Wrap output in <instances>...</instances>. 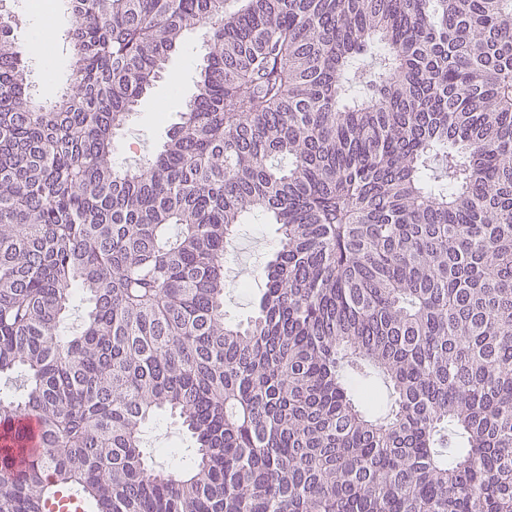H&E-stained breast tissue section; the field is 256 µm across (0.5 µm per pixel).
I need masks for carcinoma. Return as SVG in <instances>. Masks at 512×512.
Wrapping results in <instances>:
<instances>
[{"instance_id":"cac0c4a2","label":"carcinoma","mask_w":512,"mask_h":512,"mask_svg":"<svg viewBox=\"0 0 512 512\" xmlns=\"http://www.w3.org/2000/svg\"><path fill=\"white\" fill-rule=\"evenodd\" d=\"M71 9L54 101L0 29V375L27 388L0 425L40 433L18 468L4 449L0 512L54 486L96 512H512V0ZM199 28L181 122L118 168L116 131ZM248 215L280 249L230 324ZM159 411L190 466L146 461Z\"/></svg>"}]
</instances>
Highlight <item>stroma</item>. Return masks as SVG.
<instances>
[{"label":"stroma","instance_id":"obj_1","mask_svg":"<svg viewBox=\"0 0 512 512\" xmlns=\"http://www.w3.org/2000/svg\"><path fill=\"white\" fill-rule=\"evenodd\" d=\"M0 15L9 17V31L18 43H26L52 25L53 32L40 59L29 60V82L33 93L49 95L70 85L73 50L67 37L71 27L69 0H5ZM202 33L185 35L161 79L152 86L135 112L115 137L114 162L128 167L157 153L180 120L186 100L196 91V77L203 59ZM279 243L276 225L249 217L238 225L236 237L224 259V269L233 286L224 299L228 322L246 320L255 297L265 282L262 271ZM143 447L155 465L186 467L193 460L192 440L180 421L161 412L149 420L143 432Z\"/></svg>","mask_w":512,"mask_h":512}]
</instances>
